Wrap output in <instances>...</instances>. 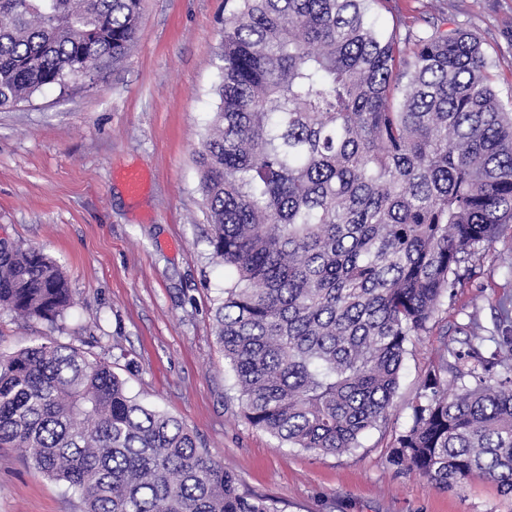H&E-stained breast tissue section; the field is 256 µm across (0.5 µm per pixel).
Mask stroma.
I'll return each mask as SVG.
<instances>
[{"instance_id":"35a3bbf8","label":"stroma","mask_w":512,"mask_h":512,"mask_svg":"<svg viewBox=\"0 0 512 512\" xmlns=\"http://www.w3.org/2000/svg\"><path fill=\"white\" fill-rule=\"evenodd\" d=\"M379 25L419 29L446 18L476 33L495 85L512 102V0H381ZM224 0H143L137 37L91 83L51 87L0 109V237L43 248L74 304L55 323L0 310V353L38 342L111 365L131 396L193 430L242 487L279 512H512L497 485L455 490L387 457L441 343L465 349L464 329L512 336L498 301L512 298V249L502 236L466 275L428 336L410 344L386 428L361 448L317 455L250 425L214 336L213 308L230 273L212 255L196 154L216 104ZM140 170L132 194L122 175ZM76 493L0 447V512H82Z\"/></svg>"}]
</instances>
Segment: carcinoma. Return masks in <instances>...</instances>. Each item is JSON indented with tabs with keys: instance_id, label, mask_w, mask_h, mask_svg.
I'll use <instances>...</instances> for the list:
<instances>
[{
	"instance_id": "carcinoma-1",
	"label": "carcinoma",
	"mask_w": 512,
	"mask_h": 512,
	"mask_svg": "<svg viewBox=\"0 0 512 512\" xmlns=\"http://www.w3.org/2000/svg\"><path fill=\"white\" fill-rule=\"evenodd\" d=\"M233 2L196 159L208 242L234 273L215 336L249 424L340 455L386 425L409 343L512 224V106L458 24L402 35L378 27L379 0ZM140 9L0 0V108L118 63ZM71 304L53 259L0 243L1 309L53 323ZM412 412L394 467L512 497V336L489 357L443 344ZM0 446L77 493L83 512H279L66 344L0 353Z\"/></svg>"
}]
</instances>
